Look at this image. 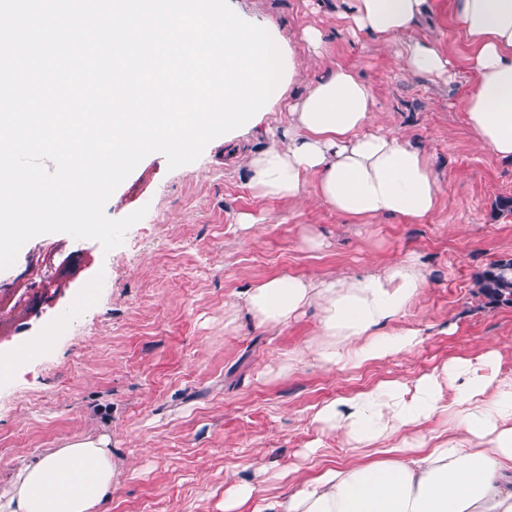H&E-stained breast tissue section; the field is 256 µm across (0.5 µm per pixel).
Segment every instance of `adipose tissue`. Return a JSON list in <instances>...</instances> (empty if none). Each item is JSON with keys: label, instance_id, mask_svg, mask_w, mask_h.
<instances>
[{"label": "adipose tissue", "instance_id": "ef3b65f1", "mask_svg": "<svg viewBox=\"0 0 512 512\" xmlns=\"http://www.w3.org/2000/svg\"><path fill=\"white\" fill-rule=\"evenodd\" d=\"M428 0H347L353 34L389 45L412 73L452 80L454 65L427 40L405 41ZM460 38L475 77L463 107L477 143L512 160V0H454ZM373 97L355 72L336 67L288 109L284 139L250 159L249 185L261 197L299 201L314 193L354 220L412 221L431 213L438 178L411 142L367 131ZM427 279L415 258L333 280L281 276L254 285L242 306L262 327L320 311L308 352L329 371L410 351L416 328H398ZM443 419L436 434L424 424ZM320 432L337 430L366 463L322 467L283 499H257L249 484L227 491L224 512H512V376L494 353L459 358L420 377L414 389L381 380L320 406ZM106 437L84 438L19 469L0 493V512H100L115 468Z\"/></svg>", "mask_w": 512, "mask_h": 512}]
</instances>
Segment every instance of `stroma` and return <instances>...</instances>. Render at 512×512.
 <instances>
[{"label": "stroma", "mask_w": 512, "mask_h": 512, "mask_svg": "<svg viewBox=\"0 0 512 512\" xmlns=\"http://www.w3.org/2000/svg\"><path fill=\"white\" fill-rule=\"evenodd\" d=\"M273 22L296 52L301 76L291 97L323 74L352 69L369 86L368 131L410 141L439 179L424 218L352 220L309 200L258 197L246 155L271 145L268 129L288 126L285 108L266 113L232 142L216 138L194 162L169 169L163 154L142 159L115 189L105 214L146 215L120 246L66 233L44 234L0 271V298L33 295L0 308V360L18 362L0 384V487L26 463L85 436H106L116 478L105 512H224L231 483L261 497L287 493L293 470L311 475L350 461L340 433L318 435L311 417L326 402L380 380L413 383L457 357L498 352L512 375V308L481 307L474 279L512 255V216L494 205L512 196V161L478 147L463 99L473 82L452 0H430L411 38L450 56L454 83L410 73L395 47L354 36L346 0H238ZM326 44L301 41L307 27ZM249 214L253 223H239ZM319 248H311L310 239ZM415 257L425 293L400 324L420 329L410 351L359 368L326 371L305 350L320 330L316 309L268 329L224 312L266 279L361 276ZM99 283L83 317L70 314L84 287ZM291 352L302 359L278 372Z\"/></svg>", "instance_id": "35a3bbf8"}]
</instances>
